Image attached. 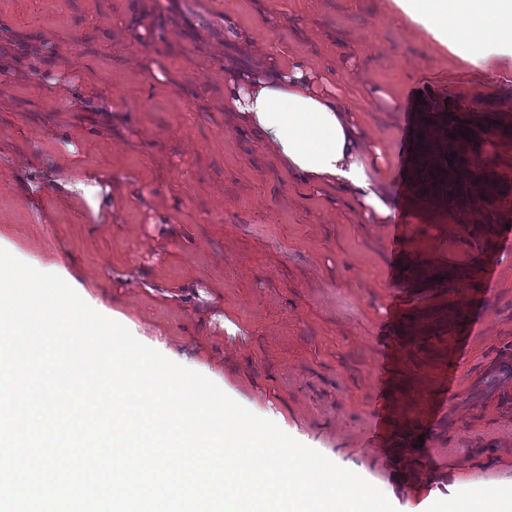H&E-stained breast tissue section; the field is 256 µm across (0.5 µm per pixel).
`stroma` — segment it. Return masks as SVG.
Segmentation results:
<instances>
[{"instance_id": "stroma-1", "label": "stroma", "mask_w": 512, "mask_h": 512, "mask_svg": "<svg viewBox=\"0 0 512 512\" xmlns=\"http://www.w3.org/2000/svg\"><path fill=\"white\" fill-rule=\"evenodd\" d=\"M394 11L393 0H0L1 58L20 40H51L23 73L0 66V236L26 263L63 266L145 337L220 373L244 406L281 413L412 512L446 501L460 479L512 481V408L500 404L512 397L500 372L512 363V137L481 136L493 190L451 207L422 194L415 160L401 157L404 108L429 87L512 125L501 106L512 63L481 77ZM228 21L248 50L225 41ZM270 54L332 72L387 152L400 246L392 225L288 178L225 117V67ZM60 59L94 87L88 110L53 86ZM70 154L117 191L110 218L60 201L44 179Z\"/></svg>"}]
</instances>
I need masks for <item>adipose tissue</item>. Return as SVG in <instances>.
I'll list each match as a JSON object with an SVG mask.
<instances>
[{
  "label": "adipose tissue",
  "instance_id": "obj_1",
  "mask_svg": "<svg viewBox=\"0 0 512 512\" xmlns=\"http://www.w3.org/2000/svg\"><path fill=\"white\" fill-rule=\"evenodd\" d=\"M393 19L423 29L464 64L486 73L512 56V0H394ZM224 112L240 130L274 151L282 171L311 186L356 200L379 224L394 210L380 183L388 166L380 148L340 102L328 77L267 58L224 71ZM445 512H512V483L470 482L449 497Z\"/></svg>",
  "mask_w": 512,
  "mask_h": 512
}]
</instances>
